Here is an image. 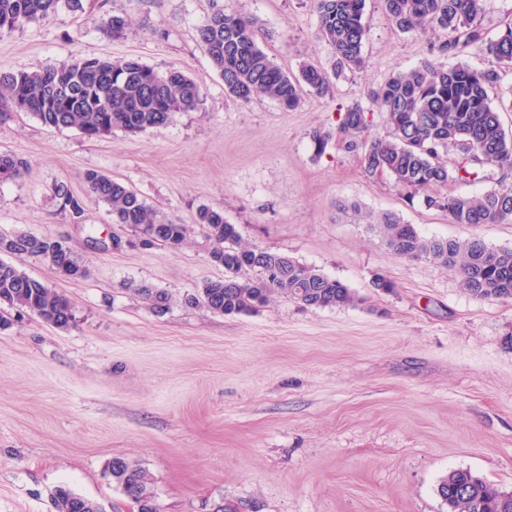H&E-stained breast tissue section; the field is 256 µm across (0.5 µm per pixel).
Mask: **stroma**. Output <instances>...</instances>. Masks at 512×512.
I'll return each instance as SVG.
<instances>
[{
	"label": "stroma",
	"instance_id": "stroma-1",
	"mask_svg": "<svg viewBox=\"0 0 512 512\" xmlns=\"http://www.w3.org/2000/svg\"><path fill=\"white\" fill-rule=\"evenodd\" d=\"M255 16L261 46L288 73L313 63L334 95L304 93L286 111L258 96L238 101L210 64L198 29L217 9ZM127 17L125 36L97 20ZM361 69H338L318 38L312 0H81L0 33V72L33 71L80 57H135L185 69L198 110L136 135L90 139L18 112L0 119V153L26 162L0 184V234L67 238L85 263L79 281L45 260L18 267L68 296L66 330L10 309L0 330V512H55L65 485L105 512H136L103 475L120 455L151 477L161 512H448L437 493L454 469L512 492V301L481 300L459 276L390 251L341 203L392 212L427 238H477L512 248V224H453L408 204L388 177L366 176L358 156L310 134L339 109L424 61L435 34L403 33L380 0H367ZM130 186L159 217L193 223L220 207L242 242L287 253L338 279L356 307L304 308L284 297L247 315L183 305L223 277L194 236L181 251L132 244L107 205L87 192V170ZM82 196L81 223L59 211L56 183ZM118 235L101 252L89 237ZM392 291L374 285L377 276ZM147 283L174 297L165 314L132 292Z\"/></svg>",
	"mask_w": 512,
	"mask_h": 512
}]
</instances>
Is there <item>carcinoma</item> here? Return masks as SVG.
Listing matches in <instances>:
<instances>
[{
    "label": "carcinoma",
    "mask_w": 512,
    "mask_h": 512,
    "mask_svg": "<svg viewBox=\"0 0 512 512\" xmlns=\"http://www.w3.org/2000/svg\"><path fill=\"white\" fill-rule=\"evenodd\" d=\"M392 24L401 32L443 35L440 52L454 58L476 49L494 66L476 70L457 62H424L399 71L370 87L368 100L385 114L391 135L370 133V113L360 103L339 113L334 129L311 134L313 157L331 145L356 154L369 177L389 176L408 203L422 198L428 208L448 213L452 224L512 223V133H507L496 104L499 68L512 67V23L490 37L481 24L485 0H382ZM67 3L80 0H0V32L44 19ZM318 35L340 67H358L366 34V0H314ZM98 26L113 39L126 33L120 15H103ZM203 49L224 79L227 93L241 102L263 95L284 110H293L309 89L320 97L334 93L327 73L304 64L299 76L283 71L258 40V20L239 12L216 10L199 28ZM33 115L46 128H75L90 138L114 131L138 134L169 125L179 112L198 108L200 91L182 69L159 71L135 57L111 60L85 57L42 71L0 73V116L15 111ZM456 158L448 162V151ZM494 165L503 176L498 187L481 194H461L448 185L478 177L476 166ZM25 162L0 154V183L19 178ZM88 191L107 204L112 223L131 229L143 246H163L176 253L199 228L209 245L210 262L224 268V277L208 280L184 298L190 307L214 314H249L274 297L288 298L305 308L350 307L359 296L341 281L308 267L283 252L248 246L224 210L198 209L195 224L160 219L126 183L99 170L84 174ZM60 211L73 223L84 215V201L66 185L56 187ZM341 210L363 219L395 254L410 260H429L457 272L471 296L512 300V249L492 248L479 239L425 238L392 213L362 215L357 203ZM16 260L48 261L60 276L86 277L87 269L65 238L39 237L27 232L0 234V255ZM150 309L166 313L172 294L141 284L134 289ZM22 309L58 329L75 322L70 299L47 283L31 277L12 262L0 259V305ZM105 476L122 494L141 504V512H160L150 476L121 456L109 461ZM437 492L448 512H512V493L468 469L448 472ZM57 512H105L102 505L67 486L55 489Z\"/></svg>",
    "instance_id": "carcinoma-1"
}]
</instances>
